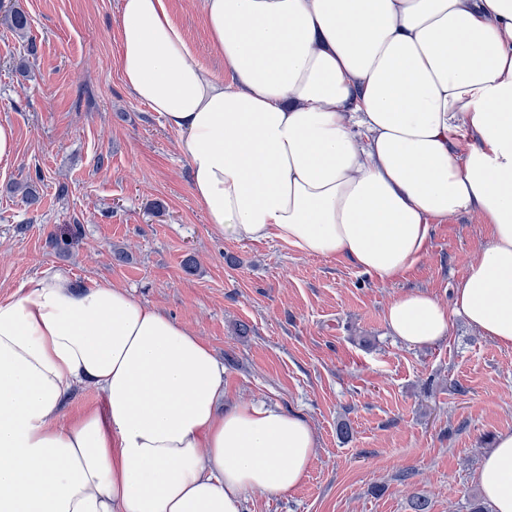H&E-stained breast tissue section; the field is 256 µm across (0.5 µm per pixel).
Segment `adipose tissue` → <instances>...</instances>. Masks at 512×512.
<instances>
[{
    "mask_svg": "<svg viewBox=\"0 0 512 512\" xmlns=\"http://www.w3.org/2000/svg\"><path fill=\"white\" fill-rule=\"evenodd\" d=\"M229 80L195 57L168 0H122L118 66L181 135L193 193L237 240L348 258L380 283L433 225L477 212L489 237L446 305L393 300L423 345L453 316L512 346V0H201ZM81 389L103 409L66 414ZM208 343L124 288L50 267L0 297V512H241L316 453L301 416L220 410ZM512 512V432L477 474Z\"/></svg>",
    "mask_w": 512,
    "mask_h": 512,
    "instance_id": "adipose-tissue-1",
    "label": "adipose tissue"
}]
</instances>
